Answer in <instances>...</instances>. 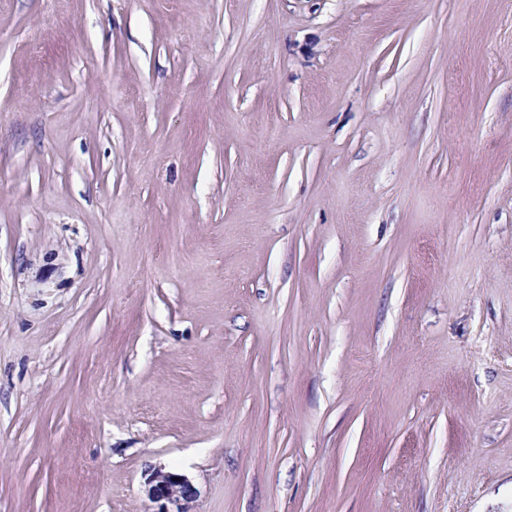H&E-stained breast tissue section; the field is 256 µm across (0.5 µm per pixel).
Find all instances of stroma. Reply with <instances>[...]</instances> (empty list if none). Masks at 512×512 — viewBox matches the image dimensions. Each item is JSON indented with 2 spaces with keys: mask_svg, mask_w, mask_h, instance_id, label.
I'll use <instances>...</instances> for the list:
<instances>
[{
  "mask_svg": "<svg viewBox=\"0 0 512 512\" xmlns=\"http://www.w3.org/2000/svg\"><path fill=\"white\" fill-rule=\"evenodd\" d=\"M512 512V0H0V512ZM145 491L148 498L158 505L155 512H189L187 505L196 499L198 492L183 474L153 467L147 474Z\"/></svg>",
  "mask_w": 512,
  "mask_h": 512,
  "instance_id": "stroma-1",
  "label": "stroma"
}]
</instances>
